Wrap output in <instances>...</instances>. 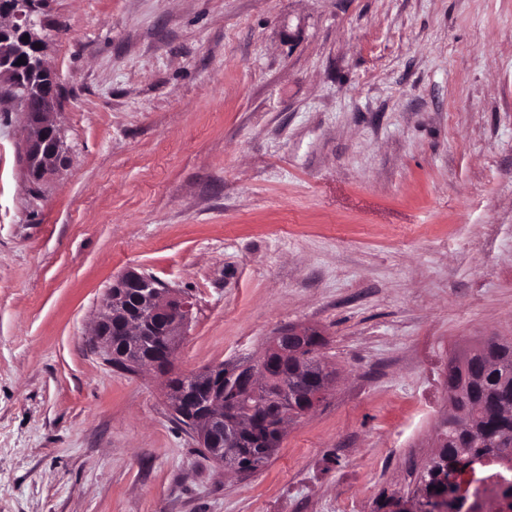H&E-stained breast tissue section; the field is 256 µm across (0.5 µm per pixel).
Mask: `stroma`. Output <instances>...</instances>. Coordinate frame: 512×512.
Listing matches in <instances>:
<instances>
[{
	"mask_svg": "<svg viewBox=\"0 0 512 512\" xmlns=\"http://www.w3.org/2000/svg\"><path fill=\"white\" fill-rule=\"evenodd\" d=\"M68 158L0 96V512H373L448 362L512 336V0H42ZM136 270L194 303L175 368L308 324L339 372L224 471L92 340ZM55 86L53 93L39 103H35L28 95L23 99L21 106L28 127V136L22 148L27 173L37 171L40 179L59 172L62 166L55 158L63 149V141L51 120L55 109Z\"/></svg>",
	"mask_w": 512,
	"mask_h": 512,
	"instance_id": "obj_1",
	"label": "stroma"
}]
</instances>
